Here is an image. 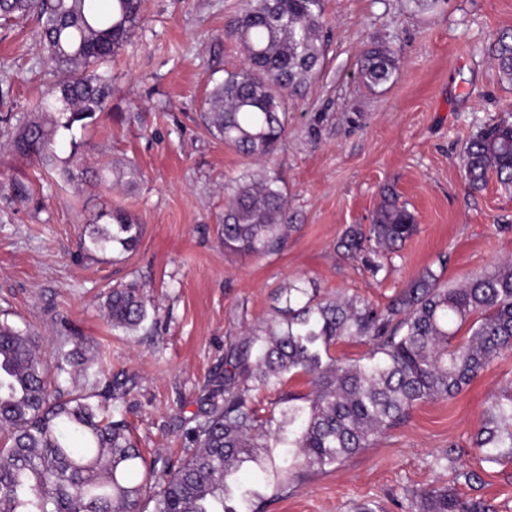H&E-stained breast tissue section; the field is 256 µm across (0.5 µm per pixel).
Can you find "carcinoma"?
Here are the masks:
<instances>
[{"instance_id":"1","label":"carcinoma","mask_w":512,"mask_h":512,"mask_svg":"<svg viewBox=\"0 0 512 512\" xmlns=\"http://www.w3.org/2000/svg\"><path fill=\"white\" fill-rule=\"evenodd\" d=\"M88 0H0V20L31 17L46 59L65 74L42 94L27 119L11 128L14 151L66 181L78 174L58 154L61 131L94 124L105 111L107 66L142 21V0H111L92 12ZM324 0H246L230 35L245 63L207 95L202 121L224 146L252 158L226 186L224 250L243 256L281 251L288 235L285 182L270 160L288 134L287 94L320 70L325 57ZM501 81L512 85V29L490 47ZM387 44L371 42L357 61L362 85L375 91L399 72ZM468 185L488 175L512 188V120L488 126L466 142ZM413 214L385 194L372 224L349 226L337 242L346 256L381 270L379 256L416 232ZM141 224L122 208L98 213L90 224L96 251L116 245L130 252ZM278 316L230 348L223 380L203 398L202 420L184 429L193 449L173 465L147 459L109 401L112 378L105 358L86 356L80 336L65 339L50 366L38 354L40 337L0 321V512H244L263 491L283 492L311 472H323L370 447L417 404L459 393L502 352L512 351V261L497 263L453 287L422 273L378 310L358 297L323 299L295 282L283 289ZM104 308L128 332L148 317L134 284L116 286ZM467 327V336L456 340ZM345 338L367 342L363 359L336 358ZM309 377L306 394L286 393L278 415L262 418L253 392ZM67 376L73 389L60 388ZM99 390L87 392L80 379ZM285 449L273 476L254 485L237 481L244 462L263 467L269 441ZM484 459L512 457V394L488 408L475 436ZM410 512H497L484 498H462L453 487L411 497Z\"/></svg>"}]
</instances>
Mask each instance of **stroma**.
Instances as JSON below:
<instances>
[{"label": "stroma", "instance_id": "35a3bbf8", "mask_svg": "<svg viewBox=\"0 0 512 512\" xmlns=\"http://www.w3.org/2000/svg\"><path fill=\"white\" fill-rule=\"evenodd\" d=\"M244 0H145L143 21L107 72L105 112L62 132L60 157L106 164L120 181L63 182L0 139V183H31L20 201L0 192V320L37 331L52 360L63 328L84 336L112 368L117 417L147 456L178 460L184 426L201 419L202 398L224 373L229 347L276 315L277 295L301 280L320 297L358 295L385 308L429 270L453 286L512 259V193L496 177L468 187L463 143L512 111L489 47L512 27V0H324L328 40L322 69L288 102L289 129L275 162L292 228L280 254L225 252V186L252 160L213 138L200 121L206 92L244 62L227 31ZM388 43L401 66L371 92L357 59L371 40ZM63 75L45 58L31 20L0 24V113L23 117ZM392 187L417 233L383 256L379 272L342 255L352 224H371ZM122 207L142 226L130 253L95 252L83 241L102 210ZM134 282L149 316L130 333L112 328L102 304ZM512 391V353L493 361L449 400L426 402L335 469L266 495L260 512H408L414 492L456 485L464 497L512 512V459L485 461L473 439L487 408ZM454 461L441 465V457ZM478 483L454 484V469Z\"/></svg>", "mask_w": 512, "mask_h": 512}]
</instances>
